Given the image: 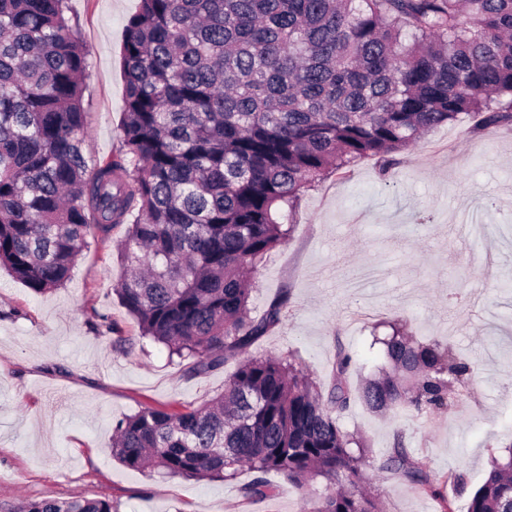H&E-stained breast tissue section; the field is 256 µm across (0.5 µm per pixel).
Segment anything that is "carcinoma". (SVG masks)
<instances>
[{
  "mask_svg": "<svg viewBox=\"0 0 512 512\" xmlns=\"http://www.w3.org/2000/svg\"><path fill=\"white\" fill-rule=\"evenodd\" d=\"M70 0H0V265L36 293L62 286L92 234L127 225L117 292L141 329L191 375L234 360L199 408L145 407L117 421L112 453L163 478L233 481L275 495L276 471L327 491L301 512H383L361 488L368 448L340 414L422 413L475 369L391 325L393 372L355 388L338 352L317 390L289 354L247 350L286 317L259 315L250 284L288 238L305 191L361 159L393 154L470 115L512 125V0H139L125 25L121 157L85 152L90 48ZM380 469L440 495L402 444ZM19 512H117L108 499L27 502ZM467 512H512V444Z\"/></svg>",
  "mask_w": 512,
  "mask_h": 512,
  "instance_id": "obj_1",
  "label": "carcinoma"
}]
</instances>
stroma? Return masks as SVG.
<instances>
[{
	"label": "stroma",
	"mask_w": 512,
	"mask_h": 512,
	"mask_svg": "<svg viewBox=\"0 0 512 512\" xmlns=\"http://www.w3.org/2000/svg\"><path fill=\"white\" fill-rule=\"evenodd\" d=\"M74 33L91 50L85 150L101 160L121 150L124 77L119 54L138 0H70ZM390 178L359 161L305 193L287 242L255 279L262 313L287 293L283 323L249 353H295L324 387L338 350L356 360L354 384L391 368L373 341L398 322L421 342L449 343L477 375L452 406L422 415L374 412L357 403L344 430L369 449L363 487L383 512H465L491 457L512 443V126L478 131L473 120L439 127L397 154ZM125 226L90 238L64 287L31 291L0 268V512L44 499L105 498L118 512H299L325 490L301 489L269 473L276 496L247 499L250 479H162L112 456L115 422L146 407H198L236 370L193 376L160 343L143 338L115 289L127 274L118 256ZM107 315L114 331L92 323ZM425 465L442 495H424L380 463L396 443Z\"/></svg>",
	"instance_id": "stroma-1"
}]
</instances>
